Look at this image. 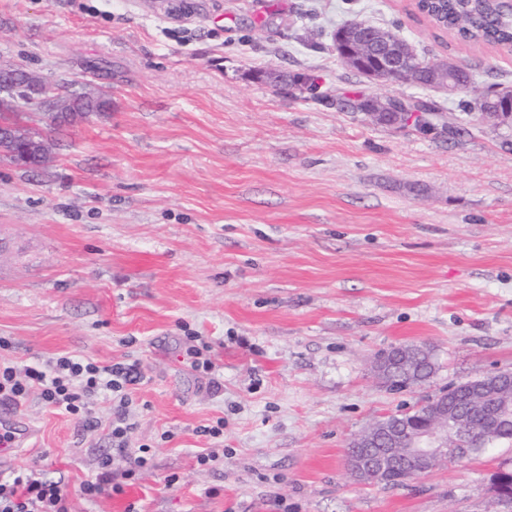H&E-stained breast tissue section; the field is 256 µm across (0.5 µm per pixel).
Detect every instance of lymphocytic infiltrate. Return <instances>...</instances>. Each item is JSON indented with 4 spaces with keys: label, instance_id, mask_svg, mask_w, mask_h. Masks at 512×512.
I'll return each mask as SVG.
<instances>
[{
    "label": "lymphocytic infiltrate",
    "instance_id": "lymphocytic-infiltrate-1",
    "mask_svg": "<svg viewBox=\"0 0 512 512\" xmlns=\"http://www.w3.org/2000/svg\"><path fill=\"white\" fill-rule=\"evenodd\" d=\"M141 363L128 359L109 365L78 355H61L43 363L21 364L0 359V404L21 405L31 395L43 404L94 427L89 403L100 397L112 406L108 424L114 450L103 457L94 479L85 481L81 493L92 501L104 494L119 493L124 482L134 481L140 470L150 467V445L129 449V420L133 386L145 383ZM133 458V467L116 469L117 459ZM0 512H71L63 481L44 478L40 470L22 468L0 478Z\"/></svg>",
    "mask_w": 512,
    "mask_h": 512
}]
</instances>
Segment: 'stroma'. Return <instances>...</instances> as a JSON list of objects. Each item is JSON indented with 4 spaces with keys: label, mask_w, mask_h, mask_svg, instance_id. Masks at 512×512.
<instances>
[{
    "label": "stroma",
    "mask_w": 512,
    "mask_h": 512,
    "mask_svg": "<svg viewBox=\"0 0 512 512\" xmlns=\"http://www.w3.org/2000/svg\"><path fill=\"white\" fill-rule=\"evenodd\" d=\"M414 13V0H0V62L109 103L58 125L24 114L46 162L0 158V357L139 359L131 442L154 448L123 493L87 501L109 403L93 401L90 430L33 395L13 410L32 434L8 468L64 478L71 512H512L490 490L512 442L399 487L356 482L346 462L374 420L512 372V145L447 92L371 79L334 47L363 21L467 66L469 95L512 85V48L458 43ZM302 75L315 90L291 87ZM340 95L424 101L444 123L376 125ZM190 333L213 343L220 391L184 363ZM407 343L429 345L437 370L388 390L373 362ZM219 418L224 463L197 465L214 445L199 429Z\"/></svg>",
    "instance_id": "stroma-1"
}]
</instances>
